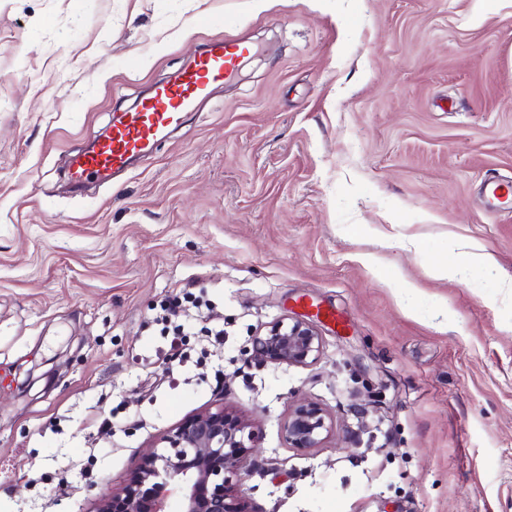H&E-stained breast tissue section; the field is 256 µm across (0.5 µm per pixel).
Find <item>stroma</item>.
Instances as JSON below:
<instances>
[{"label": "stroma", "instance_id": "1", "mask_svg": "<svg viewBox=\"0 0 512 512\" xmlns=\"http://www.w3.org/2000/svg\"><path fill=\"white\" fill-rule=\"evenodd\" d=\"M216 38L256 48L236 79L73 193L113 110ZM489 177L512 183V0H0V512H89L219 396L260 429L249 512H512V209ZM448 238L492 273L433 278ZM188 284L224 345L171 376L148 321ZM288 316L318 360H250ZM300 399L333 416L323 447L284 436Z\"/></svg>", "mask_w": 512, "mask_h": 512}]
</instances>
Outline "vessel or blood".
Instances as JSON below:
<instances>
[{
  "mask_svg": "<svg viewBox=\"0 0 512 512\" xmlns=\"http://www.w3.org/2000/svg\"><path fill=\"white\" fill-rule=\"evenodd\" d=\"M249 53V47L214 41L175 77L156 84L138 109L113 113L108 133L73 158L72 185L81 189L90 180L128 170L134 159L181 125L216 85L232 79Z\"/></svg>",
  "mask_w": 512,
  "mask_h": 512,
  "instance_id": "b4317fda",
  "label": "vessel or blood"
}]
</instances>
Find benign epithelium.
I'll use <instances>...</instances> for the list:
<instances>
[{"mask_svg":"<svg viewBox=\"0 0 512 512\" xmlns=\"http://www.w3.org/2000/svg\"><path fill=\"white\" fill-rule=\"evenodd\" d=\"M322 337L303 319L283 318L253 336L251 359L261 365L306 367L316 361ZM332 424L330 412L300 399L283 423L295 448H320ZM255 423L218 398L163 433L138 455L125 483L94 500L90 512H248L237 487L249 474L248 459L258 452Z\"/></svg>","mask_w":512,"mask_h":512,"instance_id":"obj_1","label":"benign epithelium"}]
</instances>
